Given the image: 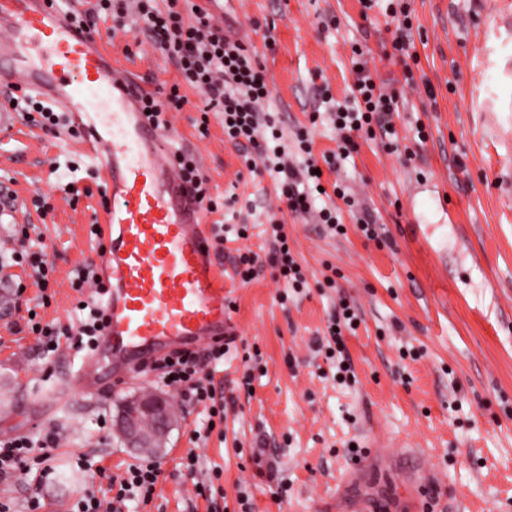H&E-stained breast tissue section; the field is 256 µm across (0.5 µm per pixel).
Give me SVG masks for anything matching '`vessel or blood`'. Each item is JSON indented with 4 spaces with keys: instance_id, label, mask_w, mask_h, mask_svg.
Listing matches in <instances>:
<instances>
[{
    "instance_id": "1",
    "label": "vessel or blood",
    "mask_w": 512,
    "mask_h": 512,
    "mask_svg": "<svg viewBox=\"0 0 512 512\" xmlns=\"http://www.w3.org/2000/svg\"><path fill=\"white\" fill-rule=\"evenodd\" d=\"M79 0H0V86L37 95L82 131L107 195L100 254L105 325L61 395L96 393L159 361L231 336L233 302L172 140L143 111L102 39L78 30Z\"/></svg>"
}]
</instances>
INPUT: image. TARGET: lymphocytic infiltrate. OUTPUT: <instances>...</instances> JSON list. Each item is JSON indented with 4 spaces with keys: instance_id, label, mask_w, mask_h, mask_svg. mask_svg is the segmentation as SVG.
Listing matches in <instances>:
<instances>
[{
    "instance_id": "lymphocytic-infiltrate-1",
    "label": "lymphocytic infiltrate",
    "mask_w": 512,
    "mask_h": 512,
    "mask_svg": "<svg viewBox=\"0 0 512 512\" xmlns=\"http://www.w3.org/2000/svg\"><path fill=\"white\" fill-rule=\"evenodd\" d=\"M179 2L168 0L161 9L153 0H96L87 13L75 15L74 22L93 33L98 22L111 21L107 33L114 37L125 29L126 17H134L139 32L175 62L180 75L179 81L157 88L145 99L144 110L148 116L156 123H164L166 112L181 110L185 105L187 98L181 93L182 87L198 90L202 96L199 112L219 116L225 141L237 149L246 168L253 171L259 162H268L274 174L277 198L288 212L298 217L316 214L318 223L334 233L344 234L346 228L337 210L314 207L323 184L315 162L310 159L312 142L308 135H301L297 140V149L305 157L303 165L296 166L282 158L283 151L278 144L280 134L271 115L264 111L271 90L259 70L255 54L241 41L225 36L223 25L206 6L195 0L186 9L180 7ZM400 99V93L378 84L370 69L357 64L350 96L337 105L334 113L339 142L336 152L327 157V164L332 166L348 158L356 135L371 137L379 130L392 133V119L400 108ZM272 232L274 244L268 261L276 278L294 288L304 287L306 281L290 250L283 225L273 224ZM71 285L76 289H92L93 299L84 303L89 316L74 333L65 327L31 321L30 329L42 336L45 351L57 352L62 338L69 335L74 336V346L79 350H91L96 343L103 316L97 297L104 294L105 289L89 265L75 269ZM227 351L223 344L211 345L203 358L197 353L182 351L153 363L151 369L163 386L190 395L207 407L209 418L221 419L227 414V405L218 399L204 365L220 362ZM56 445L57 439L51 433L37 446L25 437L0 441V476L27 471L29 460L34 456L39 461H47L49 449ZM159 475V465L149 459L128 465L114 501L106 502L88 495L77 501L76 512H114L116 504L131 496L149 501Z\"/></svg>"
}]
</instances>
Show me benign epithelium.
Returning a JSON list of instances; mask_svg holds the SVG:
<instances>
[{
    "label": "benign epithelium",
    "mask_w": 512,
    "mask_h": 512,
    "mask_svg": "<svg viewBox=\"0 0 512 512\" xmlns=\"http://www.w3.org/2000/svg\"><path fill=\"white\" fill-rule=\"evenodd\" d=\"M168 403L169 399L153 394L130 399L129 408L118 421V432L129 447L142 453L149 452L152 444L141 434V427L146 422L152 424L157 438H165L172 419Z\"/></svg>",
    "instance_id": "obj_1"
}]
</instances>
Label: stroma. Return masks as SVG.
Masks as SVG:
<instances>
[{
	"label": "stroma",
	"mask_w": 512,
	"mask_h": 512,
	"mask_svg": "<svg viewBox=\"0 0 512 512\" xmlns=\"http://www.w3.org/2000/svg\"><path fill=\"white\" fill-rule=\"evenodd\" d=\"M374 0H219L213 15L231 38L250 44L272 95L282 141L294 145L308 131L315 161L337 148L329 88L346 99L355 80L354 48H361L378 80L404 89L393 119L394 138L358 139V149L323 173L328 195L316 208L341 206L333 183L347 186L379 226L365 238L350 212L346 233L331 234L312 218L280 213L265 169L249 172L224 140L217 117L207 134L196 126L200 95L168 114L178 149L192 152L211 194L236 195L223 224H246L247 235L227 241L221 259L232 287L237 340L223 363L209 366L217 391L231 396L222 429L206 431L207 411L171 393L177 419L154 456L161 474L152 502L126 501L122 512H239L246 492L252 512H342L363 498L381 497L395 512L408 506V471L424 463L433 478V512H512V112L489 124L481 110L492 92H510L485 54L512 55V36L496 33L470 10L471 0H404L413 20L408 63L391 56L395 37L386 7ZM112 53L151 85L178 80L175 64L133 34L117 35ZM318 120H311V112ZM93 188L87 162L72 140L27 121L25 112L0 115V440L59 436L47 478H0V497L14 512H70L85 494L106 498L110 479L139 462L115 434L122 403L160 391L138 373L97 395L76 393L56 408L41 402L85 354L66 347L46 354L29 333V309L46 323L76 322L80 298L70 286L76 266L97 264L89 227L97 197L71 204L62 188ZM49 196L52 212L34 205ZM285 225L307 285L287 292L264 259L271 219ZM29 227L24 247L54 264V296L40 306L27 266L11 259L16 225ZM262 257L255 278L241 283L238 250ZM359 322L344 334L345 358L355 375L335 379L319 342L340 301ZM258 350L247 361L245 351ZM251 369L250 389L236 388ZM381 446L383 456L366 458ZM195 454V474L182 468ZM220 471L212 496L197 481Z\"/></svg>",
	"instance_id": "stroma-1"
}]
</instances>
